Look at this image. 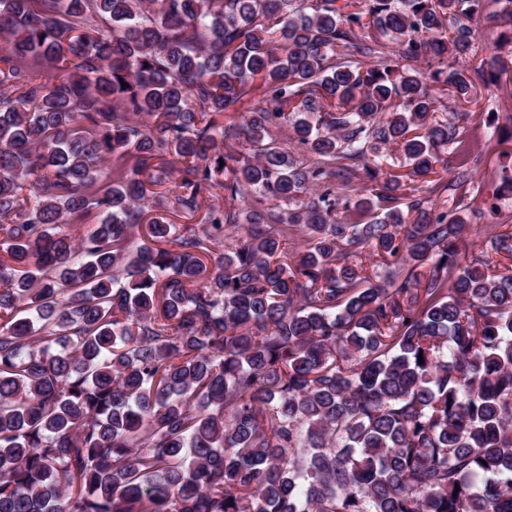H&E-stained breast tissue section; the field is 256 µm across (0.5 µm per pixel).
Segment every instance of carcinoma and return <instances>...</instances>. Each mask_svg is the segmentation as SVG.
Instances as JSON below:
<instances>
[{
  "instance_id": "1",
  "label": "carcinoma",
  "mask_w": 512,
  "mask_h": 512,
  "mask_svg": "<svg viewBox=\"0 0 512 512\" xmlns=\"http://www.w3.org/2000/svg\"><path fill=\"white\" fill-rule=\"evenodd\" d=\"M497 2L0 0V512H512V224L373 168L447 171Z\"/></svg>"
}]
</instances>
